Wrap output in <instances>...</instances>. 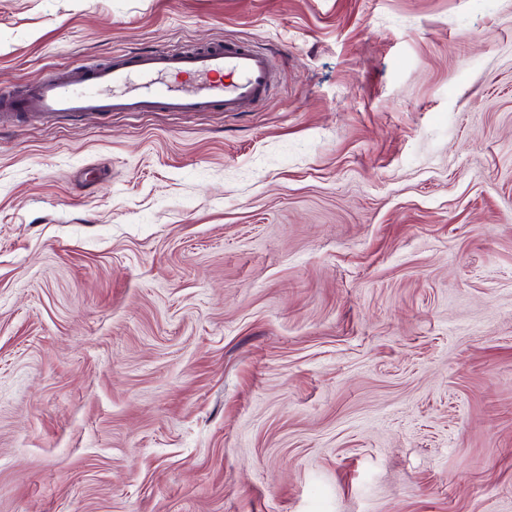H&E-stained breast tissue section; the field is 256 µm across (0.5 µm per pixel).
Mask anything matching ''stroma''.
I'll return each mask as SVG.
<instances>
[{"mask_svg":"<svg viewBox=\"0 0 512 512\" xmlns=\"http://www.w3.org/2000/svg\"><path fill=\"white\" fill-rule=\"evenodd\" d=\"M224 41L0 118V512H512V0H0V89ZM272 75V59L244 43L189 52L153 49L108 65L72 67L18 96L1 92L0 112L33 118L58 112H248L266 96Z\"/></svg>","mask_w":512,"mask_h":512,"instance_id":"stroma-1","label":"stroma"}]
</instances>
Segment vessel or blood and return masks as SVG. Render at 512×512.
<instances>
[{
  "label": "vessel or blood",
  "instance_id": "1",
  "mask_svg": "<svg viewBox=\"0 0 512 512\" xmlns=\"http://www.w3.org/2000/svg\"><path fill=\"white\" fill-rule=\"evenodd\" d=\"M273 61L244 43L189 52L153 49L111 64L75 66L0 94V112L37 118L52 113L247 112L267 94Z\"/></svg>",
  "mask_w": 512,
  "mask_h": 512
}]
</instances>
